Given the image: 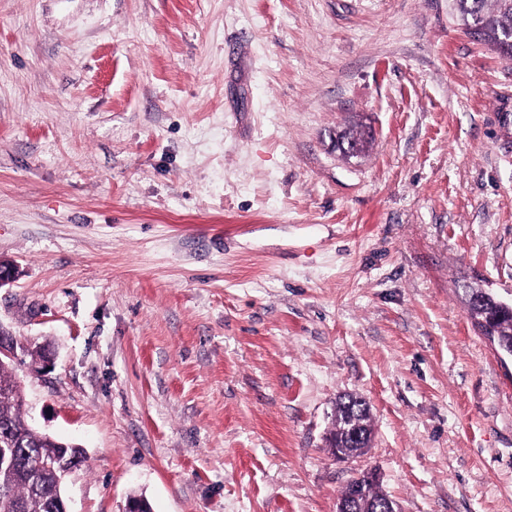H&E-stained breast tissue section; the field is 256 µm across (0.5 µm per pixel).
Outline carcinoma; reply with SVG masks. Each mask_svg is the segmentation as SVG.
Returning a JSON list of instances; mask_svg holds the SVG:
<instances>
[{
  "label": "carcinoma",
  "instance_id": "carcinoma-1",
  "mask_svg": "<svg viewBox=\"0 0 512 512\" xmlns=\"http://www.w3.org/2000/svg\"><path fill=\"white\" fill-rule=\"evenodd\" d=\"M485 13V24L475 39L488 45L507 60H512V46L507 48L500 41L501 34L512 28V0H454L458 18L468 15L474 6ZM361 121L352 123L336 134V149L347 146L360 149L370 143L365 137ZM480 333L494 340L497 347L512 348V315L504 314L494 322H474ZM23 402L15 375L10 366L0 365V512H60L55 503L61 498L66 477L58 472L53 461L61 453L60 441L23 423L20 406ZM335 431L328 438L330 444L343 447L348 455L369 447L372 440L370 409L367 403L353 395L336 401ZM355 419L362 427L365 439L353 442L344 434V421ZM9 430L24 440L21 446L5 443L4 430ZM345 487L339 503L349 504V512H389L396 504L380 493L376 481L360 480L357 497L349 495Z\"/></svg>",
  "mask_w": 512,
  "mask_h": 512
}]
</instances>
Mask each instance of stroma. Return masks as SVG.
<instances>
[{"label":"stroma","mask_w":512,"mask_h":512,"mask_svg":"<svg viewBox=\"0 0 512 512\" xmlns=\"http://www.w3.org/2000/svg\"><path fill=\"white\" fill-rule=\"evenodd\" d=\"M0 260L72 512H336L368 470L512 512V365L463 300L512 301V60L452 0H0ZM366 124L362 121L353 120L352 123L336 134V149L342 152L346 146H355L363 149L372 140L365 137ZM335 418V431L332 436L328 438L330 444L343 451L345 454L354 455L360 448H368L372 440V428L370 424V409L367 403L353 395H344L336 401V408L334 413ZM354 418L362 428V433L365 434L364 441L352 442L346 438L344 434V421Z\"/></svg>","instance_id":"35a3bbf8"}]
</instances>
